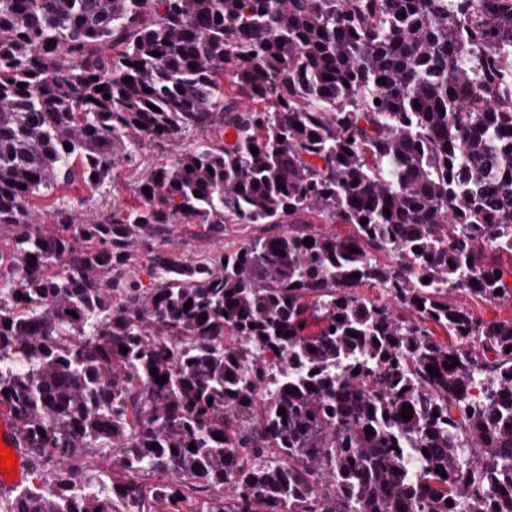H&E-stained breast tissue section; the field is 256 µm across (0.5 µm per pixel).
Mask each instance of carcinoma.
Wrapping results in <instances>:
<instances>
[{
  "mask_svg": "<svg viewBox=\"0 0 512 512\" xmlns=\"http://www.w3.org/2000/svg\"><path fill=\"white\" fill-rule=\"evenodd\" d=\"M189 132L136 204L36 222ZM182 224L288 228L192 261ZM2 226L42 483L0 512H512V317L448 301L512 310V0H0ZM448 299L453 303L466 305L467 308L472 309L478 316H482L484 319H490L496 316L498 317V315L504 317L510 315V311L508 309L500 311L498 308L483 301H477L469 295L460 294L458 292L449 294Z\"/></svg>",
  "mask_w": 512,
  "mask_h": 512,
  "instance_id": "1",
  "label": "carcinoma"
}]
</instances>
